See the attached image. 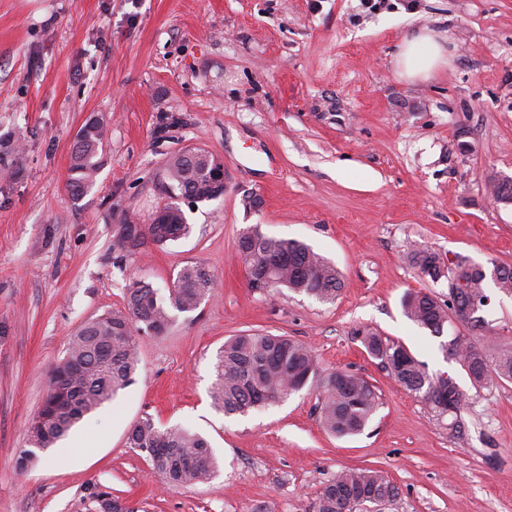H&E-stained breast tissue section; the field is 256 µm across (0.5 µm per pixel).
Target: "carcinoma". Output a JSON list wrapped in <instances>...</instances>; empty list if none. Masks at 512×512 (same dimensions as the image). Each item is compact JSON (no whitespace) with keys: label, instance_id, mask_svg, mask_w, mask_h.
Here are the masks:
<instances>
[{"label":"carcinoma","instance_id":"obj_1","mask_svg":"<svg viewBox=\"0 0 512 512\" xmlns=\"http://www.w3.org/2000/svg\"><path fill=\"white\" fill-rule=\"evenodd\" d=\"M104 120L94 132L73 144L68 187L71 195L82 196L102 168ZM199 157L176 154L159 179L167 196L163 207L165 223L151 222L128 234L129 225L115 231L112 251L124 259L140 252L148 241L164 245L190 233L180 202H208L218 198L216 185ZM496 200L512 202V178L492 179ZM245 269L251 272L253 289L285 287L313 296L322 302L336 300L342 282L336 267L297 240H277L264 234L259 225L246 229L237 240ZM410 263L421 276L434 283L448 281V300L429 292L408 291L402 297L405 315L432 335H444L448 323L458 320V306L478 300L486 306L488 279L483 265L461 257L450 265L432 248L418 244L409 252ZM213 275L201 264L184 266L168 289L160 295L152 284L133 280L126 288L123 308L97 317L73 337L67 356L52 370L48 393L33 418L29 440L37 449L51 447L66 437L84 416L113 400L118 391L134 382L139 365L134 333L160 334L177 313L195 311L213 285ZM367 353L380 360L394 379L418 396L439 418L452 417L448 430L460 428L457 411L466 393L452 379L429 373L403 345L389 343L373 331L361 332ZM448 356L469 374L472 387L486 388L494 381H512V350L501 348L494 336L483 337L480 345L467 336H454L442 344ZM213 397L226 415H243L310 384L320 395L322 426L337 437L364 431L378 407V395L364 378L348 372L319 371L313 352L286 336L246 333L226 341L217 353ZM127 444L147 450L146 459L165 484L175 487L204 482L214 475L216 458L208 440L179 427H160L147 416L127 434ZM378 493L393 502L399 488L384 474L371 469L343 471L326 483L313 512H352V500L361 494ZM95 512H131L121 507L107 491L92 493Z\"/></svg>","mask_w":512,"mask_h":512}]
</instances>
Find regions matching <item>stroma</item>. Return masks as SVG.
Wrapping results in <instances>:
<instances>
[{
  "label": "stroma",
  "mask_w": 512,
  "mask_h": 512,
  "mask_svg": "<svg viewBox=\"0 0 512 512\" xmlns=\"http://www.w3.org/2000/svg\"><path fill=\"white\" fill-rule=\"evenodd\" d=\"M425 28L447 37L449 64L412 82L393 56ZM92 117L103 166L75 198L71 148ZM194 147L223 161V197L182 201L187 237L116 260L117 224L150 223L166 162ZM494 175L512 177V0H0V512H88L97 489L131 512H308L359 467L397 485L383 512H512V382L474 389L441 343L480 331L456 322L438 338L401 306L411 290L448 297L409 263L412 243L512 266ZM254 224L332 261L336 301L250 288L237 239ZM194 263L214 276L198 309L137 335L134 383L18 468L74 333L123 308L130 280L164 291ZM486 293L512 348V294ZM367 329L456 380L460 436L366 352ZM243 332L300 341L321 370L372 384L364 432L326 433L310 387L224 415L213 364ZM146 416L206 437L216 475L162 483L126 444Z\"/></svg>",
  "instance_id": "obj_1"
}]
</instances>
